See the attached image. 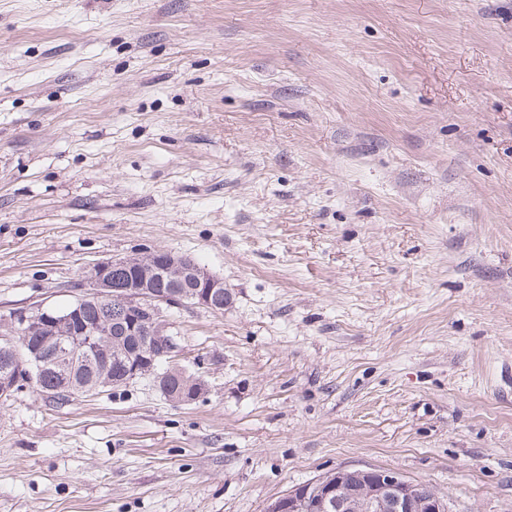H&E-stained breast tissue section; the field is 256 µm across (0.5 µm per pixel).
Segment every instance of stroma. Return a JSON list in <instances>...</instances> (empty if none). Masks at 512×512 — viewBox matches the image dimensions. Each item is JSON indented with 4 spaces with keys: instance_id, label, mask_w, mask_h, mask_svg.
I'll return each mask as SVG.
<instances>
[{
    "instance_id": "obj_1",
    "label": "stroma",
    "mask_w": 512,
    "mask_h": 512,
    "mask_svg": "<svg viewBox=\"0 0 512 512\" xmlns=\"http://www.w3.org/2000/svg\"><path fill=\"white\" fill-rule=\"evenodd\" d=\"M162 248L207 389L0 404V512H265L338 468L512 512V0H0V315Z\"/></svg>"
}]
</instances>
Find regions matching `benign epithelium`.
<instances>
[{
    "label": "benign epithelium",
    "instance_id": "obj_1",
    "mask_svg": "<svg viewBox=\"0 0 512 512\" xmlns=\"http://www.w3.org/2000/svg\"><path fill=\"white\" fill-rule=\"evenodd\" d=\"M114 267H125L134 276L122 285L112 283ZM110 299L116 305L112 322H90L83 317L89 300ZM229 296L224 280L194 260L164 249H149L134 256L110 258L93 264L80 284V293L65 309L38 307L0 316V345L8 350L15 337H23L27 360L0 377V399L15 389L31 385L42 370L43 355L55 350L67 360L77 352L95 355L96 362L120 359L122 377L104 369L99 382L119 388L150 378L172 403L192 400L169 393L173 375H184L176 366L180 345L164 315V308L200 306L224 310ZM123 335H112L111 324ZM265 512H450L448 503L422 483L406 479L391 469L338 468L310 482L297 485L273 500Z\"/></svg>",
    "mask_w": 512,
    "mask_h": 512
}]
</instances>
